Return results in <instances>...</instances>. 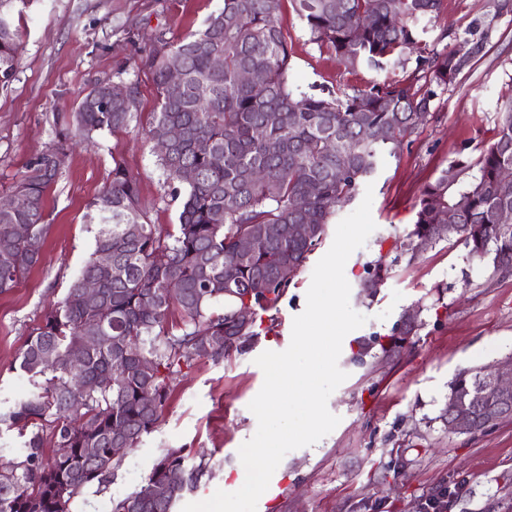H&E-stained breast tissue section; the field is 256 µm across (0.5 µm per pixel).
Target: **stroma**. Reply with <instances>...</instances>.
<instances>
[{"label":"stroma","instance_id":"obj_1","mask_svg":"<svg viewBox=\"0 0 512 512\" xmlns=\"http://www.w3.org/2000/svg\"><path fill=\"white\" fill-rule=\"evenodd\" d=\"M223 0H26L15 17L18 60L0 83V196L55 140L60 116L73 112L98 82L137 87L128 129L96 133L73 146L47 192L49 229L41 261L10 292L0 294V406L32 390L21 353L44 311L61 300L94 249L93 201L122 162L139 181L142 208L154 224L176 223L179 203L142 133L156 108L153 76L135 67L157 39L174 41L201 27ZM491 0H444L427 23L429 47L443 50L451 33L492 13ZM280 22L288 34L290 85L365 86L379 72L338 63L312 43L291 0ZM512 105V14L496 18L483 50L457 82L432 102L427 121L387 158L372 179L376 225L344 267L350 305L367 321L343 340L346 380L328 399L338 426L316 444L289 452L271 477L257 512H420L442 489L453 493L446 512H512V419L476 434L449 432L442 419L448 384L463 370L483 369L512 357V272L471 262L462 244L440 240L413 252L409 232L422 187L456 159L476 160ZM336 226L291 282L272 319L249 345L228 358H198L171 384L154 431L122 457L105 486L85 488L72 512H112L113 500L140 488L171 448L190 449L208 462L206 477L184 502L235 491L240 445L257 430L248 405L264 375L255 359L283 351L317 262L331 247ZM389 274L375 294L361 288L366 264ZM419 327L392 360L380 357L378 339L408 317Z\"/></svg>","mask_w":512,"mask_h":512}]
</instances>
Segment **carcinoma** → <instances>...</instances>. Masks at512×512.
<instances>
[{"instance_id":"carcinoma-1","label":"carcinoma","mask_w":512,"mask_h":512,"mask_svg":"<svg viewBox=\"0 0 512 512\" xmlns=\"http://www.w3.org/2000/svg\"><path fill=\"white\" fill-rule=\"evenodd\" d=\"M283 0H223L203 26L176 41L155 47L141 63L158 89V106L147 137H162L176 126L182 138L158 155L166 181L184 186L178 223L171 229L148 221L139 199L138 179L114 161L112 180L93 202L100 228L94 250L64 298L53 304L33 329L20 367L34 390L0 412V426L25 438L20 456L0 469V501L9 512H71V504L89 485H103L119 465L112 458V437L134 448L155 428L170 385L192 365L202 336H233L224 354L255 336V323L235 319L248 305L253 315L278 309L289 283L276 273L288 265L296 277L326 234L338 207L352 202L374 176L385 156L410 138L427 118L430 104L448 89L483 48L494 19L473 21L457 42L469 45L467 58L450 46L426 50L418 37L421 19L438 14L444 0H292L311 40L347 67L375 71L416 67L403 79L376 80L361 88L308 93L288 83V34L280 23ZM25 0H0V82L15 69L19 33L13 10ZM223 58V69L212 66ZM184 77L180 96L169 94L167 74ZM245 69L259 71L264 91L239 80ZM136 88L128 85L124 103H109L91 89L66 120L58 140L27 166L14 185L13 209L0 213V239L18 226L27 238L0 252V293L11 291L40 260L47 234L46 192L58 177L74 138L129 127ZM189 168L195 178L185 181ZM512 106L493 140L474 162L452 161L421 191L409 236L431 245L443 238V216L459 225L456 241L470 261L491 263L493 272L512 271ZM267 224H313L311 240L285 233L271 238ZM252 235L254 246L237 254V239ZM109 252L113 266L97 255ZM361 287L369 290L387 274L369 263ZM100 285V303L81 297L83 282ZM176 287H170V284ZM181 313L178 333L167 328L172 310ZM128 340L126 350L116 339ZM85 351L73 367L71 352ZM143 359L154 372L142 374ZM101 376L113 379L95 385ZM482 373H458L448 394L478 393ZM51 453H45V431ZM211 474L204 461L192 463L184 449L159 458L144 485L140 512H172L182 494Z\"/></svg>"}]
</instances>
